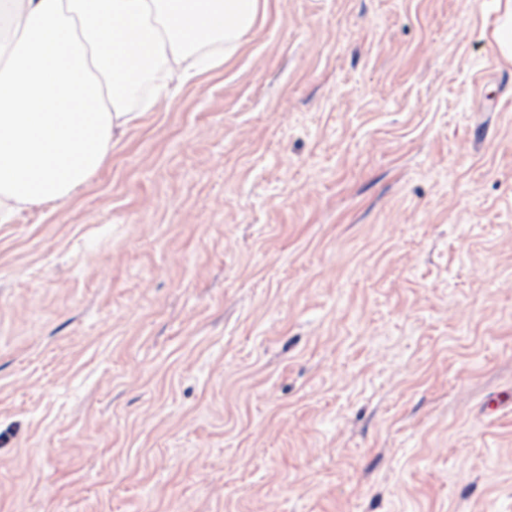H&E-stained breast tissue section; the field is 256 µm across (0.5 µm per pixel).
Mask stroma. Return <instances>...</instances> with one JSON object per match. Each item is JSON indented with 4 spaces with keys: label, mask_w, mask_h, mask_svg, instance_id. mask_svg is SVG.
<instances>
[{
    "label": "stroma",
    "mask_w": 512,
    "mask_h": 512,
    "mask_svg": "<svg viewBox=\"0 0 512 512\" xmlns=\"http://www.w3.org/2000/svg\"><path fill=\"white\" fill-rule=\"evenodd\" d=\"M496 0H265L0 224V512H512Z\"/></svg>",
    "instance_id": "1"
}]
</instances>
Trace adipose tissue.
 Here are the masks:
<instances>
[{
	"instance_id": "ef3b65f1",
	"label": "adipose tissue",
	"mask_w": 512,
	"mask_h": 512,
	"mask_svg": "<svg viewBox=\"0 0 512 512\" xmlns=\"http://www.w3.org/2000/svg\"><path fill=\"white\" fill-rule=\"evenodd\" d=\"M261 0H0V223L69 199L139 114L142 78L161 100L218 64Z\"/></svg>"
}]
</instances>
